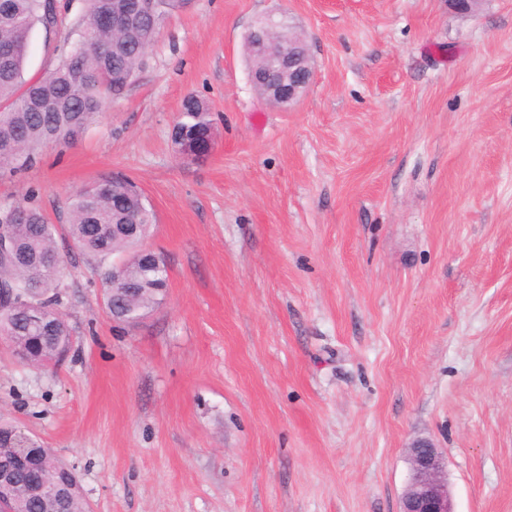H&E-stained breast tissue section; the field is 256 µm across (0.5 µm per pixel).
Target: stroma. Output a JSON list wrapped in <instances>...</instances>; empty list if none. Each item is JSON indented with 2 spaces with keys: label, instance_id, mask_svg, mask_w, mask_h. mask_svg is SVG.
I'll use <instances>...</instances> for the list:
<instances>
[{
  "label": "stroma",
  "instance_id": "35a3bbf8",
  "mask_svg": "<svg viewBox=\"0 0 512 512\" xmlns=\"http://www.w3.org/2000/svg\"><path fill=\"white\" fill-rule=\"evenodd\" d=\"M269 14L306 37L290 109L249 78ZM196 94L213 149L172 140ZM141 189L169 275L138 323L103 261L62 269L64 358L0 340V418L72 467L91 512H399L431 440L456 512H512V0H190L126 95L66 151L0 175V205ZM209 110L208 106L194 94H188L182 102L177 121L178 131L175 134L174 129L173 132V141L177 149H180L182 142L179 139L184 137V135L186 136L187 134L189 138L200 140L210 131L209 139L204 149L192 148L187 143L181 147L182 152L180 156L182 161L186 164L197 163L204 160L212 150L214 145V133ZM211 127L212 129L210 130Z\"/></svg>",
  "mask_w": 512,
  "mask_h": 512
}]
</instances>
